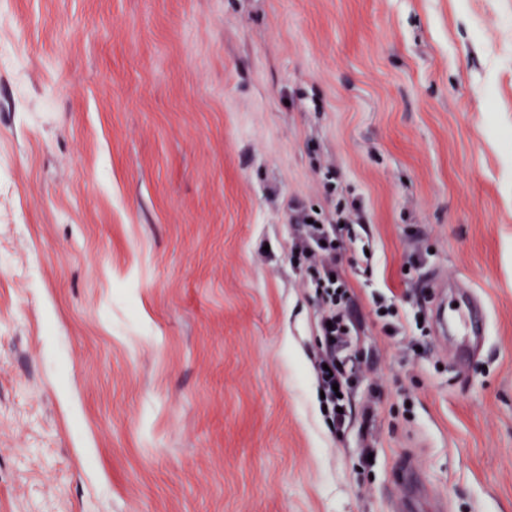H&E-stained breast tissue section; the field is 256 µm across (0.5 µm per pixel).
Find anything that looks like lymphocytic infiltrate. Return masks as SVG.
Masks as SVG:
<instances>
[{"mask_svg": "<svg viewBox=\"0 0 512 512\" xmlns=\"http://www.w3.org/2000/svg\"><path fill=\"white\" fill-rule=\"evenodd\" d=\"M362 216L356 204L337 202L332 221L320 214L303 210L295 219L291 246L296 265L312 272L311 286L321 299L318 331L321 346L313 357V368L321 392L323 406L336 430H343L348 419L346 407L353 385L349 353L356 343V333L348 315L351 289L347 267L357 266V259L340 263L341 254L353 242V227Z\"/></svg>", "mask_w": 512, "mask_h": 512, "instance_id": "lymphocytic-infiltrate-1", "label": "lymphocytic infiltrate"}]
</instances>
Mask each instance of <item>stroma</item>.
Listing matches in <instances>:
<instances>
[{
	"label": "stroma",
	"mask_w": 512,
	"mask_h": 512,
	"mask_svg": "<svg viewBox=\"0 0 512 512\" xmlns=\"http://www.w3.org/2000/svg\"><path fill=\"white\" fill-rule=\"evenodd\" d=\"M19 192L0 512H393L408 457L446 512H512V0H0ZM341 197L370 259L339 434L290 247ZM440 280L488 309L471 361L415 326Z\"/></svg>",
	"instance_id": "35a3bbf8"
}]
</instances>
